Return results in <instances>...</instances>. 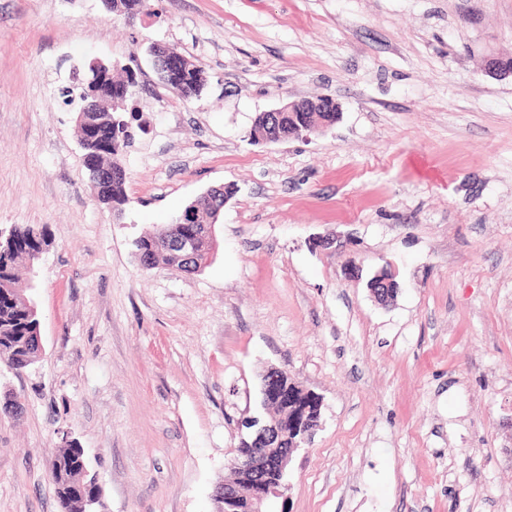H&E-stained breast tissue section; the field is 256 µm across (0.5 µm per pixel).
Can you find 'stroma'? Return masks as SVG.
<instances>
[{"mask_svg": "<svg viewBox=\"0 0 512 512\" xmlns=\"http://www.w3.org/2000/svg\"><path fill=\"white\" fill-rule=\"evenodd\" d=\"M202 71L198 98L149 49ZM512 0H0V228L46 224L42 353L0 370V512H62L75 439L98 512H213L270 368L320 396L279 512H512ZM134 70L128 203L100 205L74 106L91 60ZM332 126L257 144L258 113ZM232 184L199 272L133 241ZM360 277L347 275L349 266ZM391 267L378 303L366 279ZM300 104V101H292L278 108L266 111L274 116L279 112L277 123L268 129L265 121L261 117H258L255 123H253L251 129L252 139L254 141H258L255 136V132H258L261 128H266L268 129V132L280 135L281 138L286 141L288 138L295 135L296 124L297 122H302L303 118L306 119V121L313 123L318 119H328V116L330 115V112H298L301 110ZM72 440V439H71ZM68 438H65V441H71ZM81 453V448L77 441L73 440L68 443V446L63 448L56 456L61 457L60 462V472L57 474L54 470L52 476V481L55 487L56 495L62 505V508L65 512H96L91 510L95 503L97 502L98 497L92 499H85L82 505V510L80 506V502L78 499H75L71 496L72 491L74 490L73 486H83L84 491H88V482L89 478L85 475H89V469L86 462V459L83 457L81 459V469L84 474L76 468V466L72 465L75 461L78 454ZM87 493L95 494L97 490L94 488H90Z\"/></svg>", "mask_w": 512, "mask_h": 512, "instance_id": "1", "label": "stroma"}]
</instances>
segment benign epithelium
Wrapping results in <instances>:
<instances>
[{
  "mask_svg": "<svg viewBox=\"0 0 512 512\" xmlns=\"http://www.w3.org/2000/svg\"><path fill=\"white\" fill-rule=\"evenodd\" d=\"M149 53L157 68L169 73L181 70L189 59L173 48L152 46ZM489 74L499 78H512V62L502 58H492L487 62ZM130 85L124 84L121 92L112 89V82L98 80L87 85L82 93L80 108L77 112V125L87 133L94 134L114 123L112 113L128 100ZM83 162L91 178L100 182H111L116 172L101 166L98 160L83 153ZM216 192L211 190L194 201L184 212L181 220L193 223L200 220L204 210H221ZM215 219L202 225L203 231L191 236L170 233L163 237L165 249L181 261H196L204 266L211 250L204 249L203 244L213 245L215 238ZM394 275L388 270L375 274L370 284V291L384 300L397 292ZM304 388L284 370H268L261 387L263 407L273 402L280 403L294 396L296 391ZM242 424L250 428L249 447L237 449L234 469L240 472L238 482L226 481L216 488L213 494L214 512H270V504L283 496L288 485V466L293 454L310 443L313 431L299 432L288 437V447L282 448V431L277 421L270 415L248 417Z\"/></svg>",
  "mask_w": 512,
  "mask_h": 512,
  "instance_id": "1",
  "label": "benign epithelium"
}]
</instances>
